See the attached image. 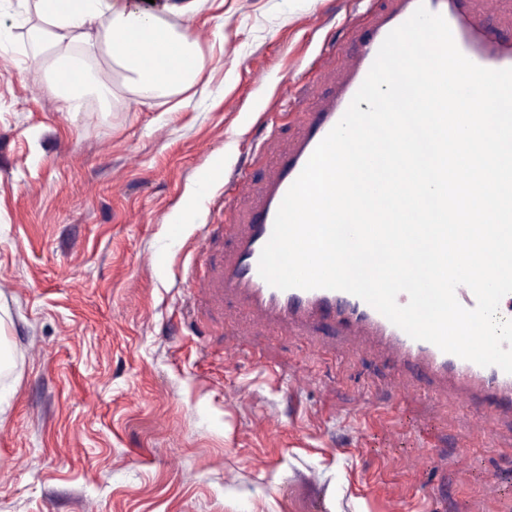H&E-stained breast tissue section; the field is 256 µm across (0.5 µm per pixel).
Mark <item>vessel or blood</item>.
I'll list each match as a JSON object with an SVG mask.
<instances>
[{
	"label": "vessel or blood",
	"mask_w": 512,
	"mask_h": 512,
	"mask_svg": "<svg viewBox=\"0 0 512 512\" xmlns=\"http://www.w3.org/2000/svg\"><path fill=\"white\" fill-rule=\"evenodd\" d=\"M425 4L447 21L459 50L474 63L490 68L512 67V37L491 25L504 0H354L338 23L350 41L344 63H337V48L327 45L306 70L329 91L318 105L289 96L295 132L282 136L274 120H267L252 138L249 154L267 167L261 183H254L246 163H235L224 174V193L214 203L218 227L207 228L197 248L207 255L203 272L193 273L194 303L223 313L233 301L242 317L230 324L288 328L300 336L330 329L358 338L360 346L377 344L395 369H412L433 390L455 391L471 417L465 434L491 439L485 425L490 416L512 418V374L496 366L482 367L441 351L426 341L409 337L385 316L350 293L298 288L280 290L259 274L261 251L273 231L276 212L320 141L340 120L367 76L386 36L405 22L418 4Z\"/></svg>",
	"instance_id": "b4317fda"
}]
</instances>
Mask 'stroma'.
I'll use <instances>...</instances> for the list:
<instances>
[{
  "mask_svg": "<svg viewBox=\"0 0 512 512\" xmlns=\"http://www.w3.org/2000/svg\"><path fill=\"white\" fill-rule=\"evenodd\" d=\"M348 7L206 0L189 106L118 84L111 111L76 117L0 22V512H392L397 489L406 512H512L511 420L464 448L469 415L424 385L397 396L378 348L256 332L232 349L190 314L201 175L268 103L323 93L304 68Z\"/></svg>",
  "mask_w": 512,
  "mask_h": 512,
  "instance_id": "obj_1",
  "label": "stroma"
}]
</instances>
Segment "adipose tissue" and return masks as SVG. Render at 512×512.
Instances as JSON below:
<instances>
[{
    "label": "adipose tissue",
    "mask_w": 512,
    "mask_h": 512,
    "mask_svg": "<svg viewBox=\"0 0 512 512\" xmlns=\"http://www.w3.org/2000/svg\"><path fill=\"white\" fill-rule=\"evenodd\" d=\"M205 0H0V17L31 23L32 64L49 63L47 90L62 111L79 115L89 100L110 111L113 85L104 60L141 103L194 86L204 56L191 22Z\"/></svg>",
    "instance_id": "obj_1"
}]
</instances>
